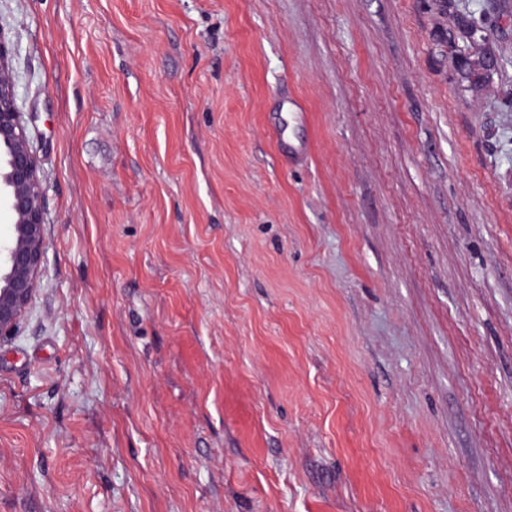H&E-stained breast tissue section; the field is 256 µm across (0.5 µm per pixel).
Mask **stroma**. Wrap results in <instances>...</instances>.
Masks as SVG:
<instances>
[{
    "instance_id": "35a3bbf8",
    "label": "stroma",
    "mask_w": 512,
    "mask_h": 512,
    "mask_svg": "<svg viewBox=\"0 0 512 512\" xmlns=\"http://www.w3.org/2000/svg\"><path fill=\"white\" fill-rule=\"evenodd\" d=\"M0 26L46 243L0 512H512V0Z\"/></svg>"
}]
</instances>
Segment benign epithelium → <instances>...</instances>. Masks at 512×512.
<instances>
[{
    "label": "benign epithelium",
    "mask_w": 512,
    "mask_h": 512,
    "mask_svg": "<svg viewBox=\"0 0 512 512\" xmlns=\"http://www.w3.org/2000/svg\"><path fill=\"white\" fill-rule=\"evenodd\" d=\"M11 49L0 26V337L12 335L35 298L44 270V188L23 113L16 102Z\"/></svg>",
    "instance_id": "1"
}]
</instances>
